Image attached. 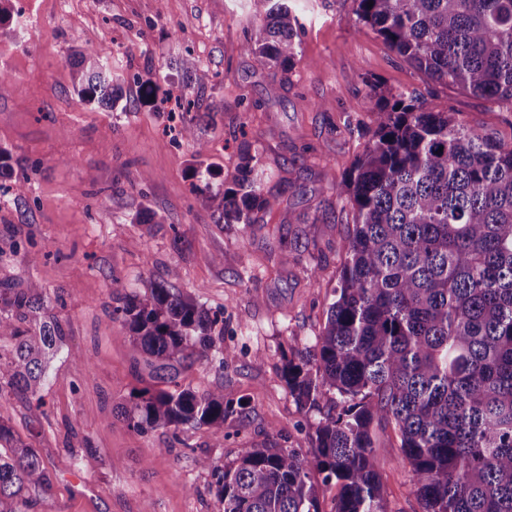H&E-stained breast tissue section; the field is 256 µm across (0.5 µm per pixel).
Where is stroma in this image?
Here are the masks:
<instances>
[{"label": "stroma", "mask_w": 512, "mask_h": 512, "mask_svg": "<svg viewBox=\"0 0 512 512\" xmlns=\"http://www.w3.org/2000/svg\"><path fill=\"white\" fill-rule=\"evenodd\" d=\"M289 4L303 28L284 73L254 70L242 51L259 24L256 0H12L0 71L17 89L0 96V147L25 194L0 193V289L40 283L65 332L40 423L28 399L0 394V421L54 475L33 512H217V471L242 449L313 455L320 415L295 403L282 356L314 345L338 284L352 216L333 188L373 136L369 83L431 97L490 137L512 139V112L416 72L357 22L352 0ZM86 38L122 82L115 108L86 106L73 89ZM185 58L208 70L204 86H185L171 69ZM145 84L153 99L142 98ZM187 106L206 116L196 136L213 172L200 179L192 146L171 128ZM244 140L259 151L258 177L283 221L243 232L216 223L205 198L234 173ZM146 211L157 223H140ZM285 245L294 261L269 269ZM173 267L176 288L224 312L228 360L210 356L179 378L232 399L220 448L202 428L140 433L117 416L153 381L112 319L113 300L165 281ZM393 436L378 433L386 445ZM89 449L100 459L92 469L81 463ZM397 454L387 445L378 458L390 510L420 512ZM202 455L210 468L197 465Z\"/></svg>", "instance_id": "35a3bbf8"}]
</instances>
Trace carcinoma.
Segmentation results:
<instances>
[{"label":"carcinoma","instance_id":"obj_1","mask_svg":"<svg viewBox=\"0 0 512 512\" xmlns=\"http://www.w3.org/2000/svg\"><path fill=\"white\" fill-rule=\"evenodd\" d=\"M258 2L244 51L258 70H284L298 53V18L288 0ZM354 14L415 71L512 112V0H354ZM73 69L82 103L115 105L119 87L90 41ZM180 70L187 84L209 80L192 59ZM368 97L373 140L330 188L353 213L334 299L313 350L282 363L297 406L320 414L315 453L243 449L217 473L219 512H323L314 472L338 486L331 512H389L377 426L393 430L421 512H512V140L423 95L371 83ZM196 120H183L181 136L201 158ZM258 164L242 142L235 174L209 196L217 223L245 230L274 220ZM115 302L125 339L155 378L174 384L122 407L128 427H205L223 447L232 400L175 378L212 349L224 365V313L167 281ZM44 309L37 283L0 292V344L9 346L0 394L43 387L45 357L64 340L55 320L39 319ZM0 447L10 449L0 454V512H30L52 490L50 471L2 423Z\"/></svg>","mask_w":512,"mask_h":512}]
</instances>
